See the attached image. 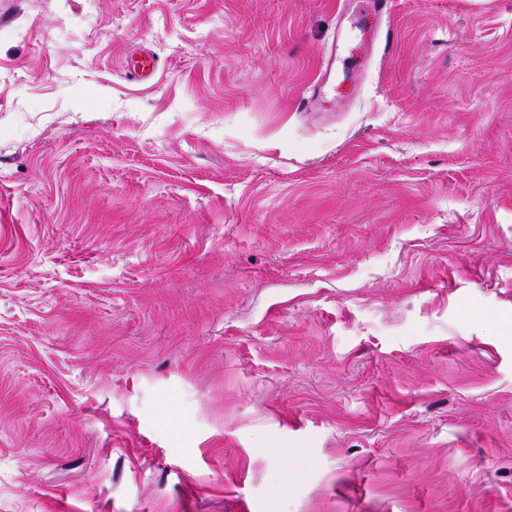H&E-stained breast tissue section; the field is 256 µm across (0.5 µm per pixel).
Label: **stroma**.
<instances>
[{
  "label": "stroma",
  "instance_id": "stroma-1",
  "mask_svg": "<svg viewBox=\"0 0 512 512\" xmlns=\"http://www.w3.org/2000/svg\"><path fill=\"white\" fill-rule=\"evenodd\" d=\"M358 12L0 0V512H512V0ZM393 0H369L366 12L362 15V49L364 54L371 52L384 42V47L389 44V32L382 28L383 18L390 15ZM347 44L346 33L339 29L336 40L323 53L322 71L319 78L313 82L299 101L303 112H315L320 103L327 97L336 95V51ZM157 67V60L152 53L141 52L139 57L127 61L125 73L139 81H148L154 76Z\"/></svg>",
  "mask_w": 512,
  "mask_h": 512
}]
</instances>
